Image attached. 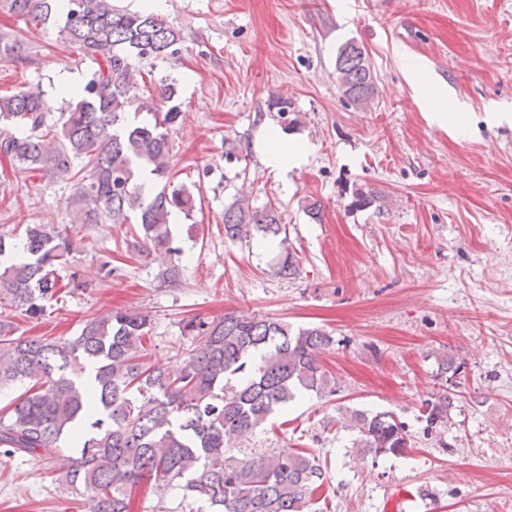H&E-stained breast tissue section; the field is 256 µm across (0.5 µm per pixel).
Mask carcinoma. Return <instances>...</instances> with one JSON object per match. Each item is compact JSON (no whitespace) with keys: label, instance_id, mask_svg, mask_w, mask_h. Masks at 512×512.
<instances>
[{"label":"carcinoma","instance_id":"1","mask_svg":"<svg viewBox=\"0 0 512 512\" xmlns=\"http://www.w3.org/2000/svg\"><path fill=\"white\" fill-rule=\"evenodd\" d=\"M0 10L37 28L54 27L92 62L84 85L61 88L60 117L48 124L49 103L17 89L0 95V159L74 183L73 221L140 225L146 248L165 250L169 282L183 273L182 250L172 246V212L194 218V192L174 183L170 129L181 117L176 87L147 85L134 60L178 55L180 31L153 11L128 12L113 0H0ZM28 44L0 35V61L24 63ZM336 80L354 104L368 102L374 80L365 51L348 42L336 57ZM155 105L153 122L132 126L137 85ZM147 168L165 181L146 198L138 184ZM224 237L256 234L278 241L277 273H296L298 259L282 227L279 207H252L242 198L224 209ZM71 240L39 224L14 237L0 235V301L38 319L44 302L60 296L57 267ZM192 339L184 365L169 371L148 361V317L111 311L86 320L79 335L49 341L16 335L0 320V389L25 390L0 410V454L60 463L55 480L93 503L94 512H131L142 485L176 487L182 498L204 500L213 512H312L326 480L315 455L248 448L251 435L277 410L305 394L329 398L335 377L322 354L335 339L310 326L297 330L273 317L240 313L219 320L194 317L183 326ZM456 393L443 387L425 401L424 431L446 427ZM353 447L375 458L407 450L404 422L389 410H353L346 417Z\"/></svg>","mask_w":512,"mask_h":512}]
</instances>
